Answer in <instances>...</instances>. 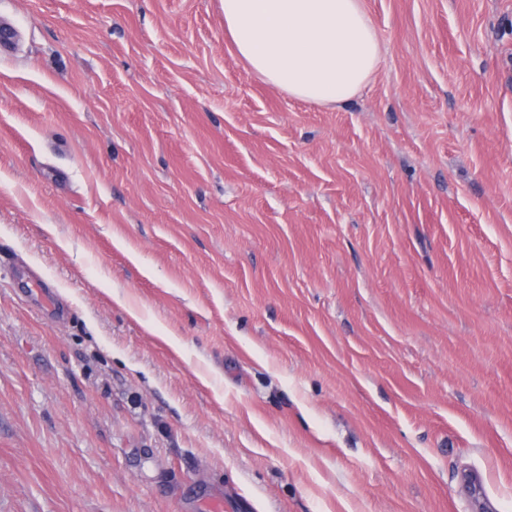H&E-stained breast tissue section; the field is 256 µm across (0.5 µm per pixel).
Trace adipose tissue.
Returning <instances> with one entry per match:
<instances>
[{
  "mask_svg": "<svg viewBox=\"0 0 512 512\" xmlns=\"http://www.w3.org/2000/svg\"><path fill=\"white\" fill-rule=\"evenodd\" d=\"M252 72L289 96L344 104L374 77L380 45L363 0H222Z\"/></svg>",
  "mask_w": 512,
  "mask_h": 512,
  "instance_id": "1",
  "label": "adipose tissue"
}]
</instances>
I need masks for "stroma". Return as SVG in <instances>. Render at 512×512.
Listing matches in <instances>:
<instances>
[{"label": "stroma", "instance_id": "35a3bbf8", "mask_svg": "<svg viewBox=\"0 0 512 512\" xmlns=\"http://www.w3.org/2000/svg\"><path fill=\"white\" fill-rule=\"evenodd\" d=\"M363 3L323 106L222 0H0V512H512V0Z\"/></svg>", "mask_w": 512, "mask_h": 512}]
</instances>
